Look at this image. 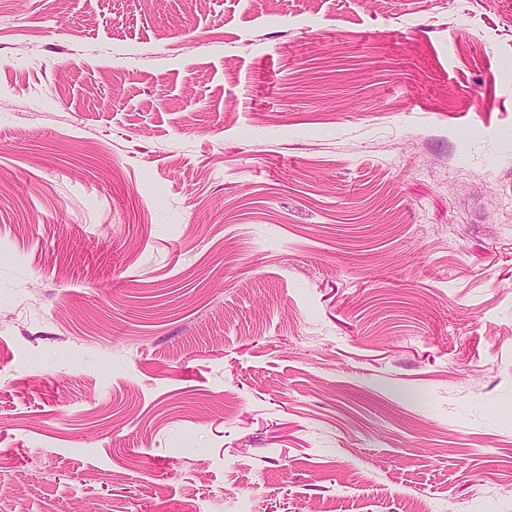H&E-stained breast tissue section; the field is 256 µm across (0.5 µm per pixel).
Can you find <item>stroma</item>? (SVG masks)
<instances>
[{
    "mask_svg": "<svg viewBox=\"0 0 512 512\" xmlns=\"http://www.w3.org/2000/svg\"><path fill=\"white\" fill-rule=\"evenodd\" d=\"M512 512V0H0V512Z\"/></svg>",
    "mask_w": 512,
    "mask_h": 512,
    "instance_id": "stroma-1",
    "label": "stroma"
}]
</instances>
